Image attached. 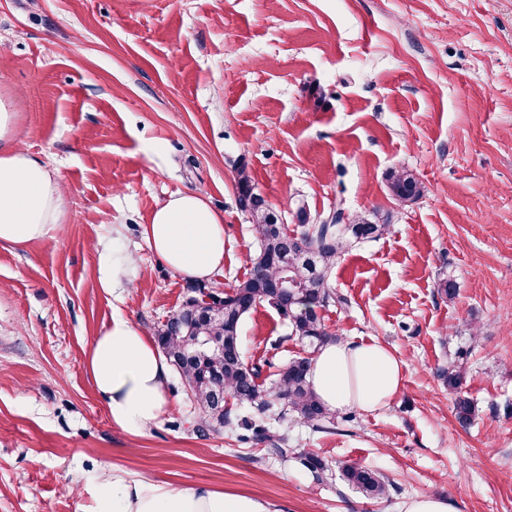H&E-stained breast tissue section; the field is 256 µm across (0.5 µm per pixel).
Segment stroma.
<instances>
[{"mask_svg":"<svg viewBox=\"0 0 512 512\" xmlns=\"http://www.w3.org/2000/svg\"><path fill=\"white\" fill-rule=\"evenodd\" d=\"M17 141L65 187L64 222L0 247V512H89L104 471L177 488L198 483L280 512H403L437 495L455 512H512V0H0V97ZM289 226L377 210L390 228L350 242L331 276L337 337L375 339L404 364L391 404L337 413L318 433L292 413L265 424L288 460L205 436L179 376L170 410L143 435L111 426L85 365L121 314L154 334L185 279L141 235L155 207L197 190L224 219V266L246 278L258 252L237 203V170ZM422 197L400 203L391 170ZM134 263L99 286V253ZM458 292L441 297L440 279ZM287 318L252 309L241 347L272 381L305 347ZM456 365L475 412L456 418L439 368ZM310 452L323 482L296 463ZM387 478L366 500L338 469ZM389 187L396 200L403 203L414 202L424 191L422 183L405 169L390 173Z\"/></svg>","mask_w":512,"mask_h":512,"instance_id":"35a3bbf8","label":"stroma"}]
</instances>
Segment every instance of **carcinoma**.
<instances>
[{"label":"carcinoma","mask_w":512,"mask_h":512,"mask_svg":"<svg viewBox=\"0 0 512 512\" xmlns=\"http://www.w3.org/2000/svg\"><path fill=\"white\" fill-rule=\"evenodd\" d=\"M389 187L396 200L403 203L417 200L424 191L422 183L405 169L390 173ZM237 189L239 207L249 210L260 241V252L249 277L230 290L218 293L224 298V313L197 320L195 335L186 336L164 324L155 333L156 342L198 405L200 417L195 431L200 435L220 433L234 425L232 409L224 405L226 395L239 407L259 414L274 408L290 411L313 431L328 432L334 424V412L314 395L308 382L313 356L333 338L318 308L346 303V299L331 288L330 278L347 238H379L389 225L363 216L345 224L340 209L321 224H309L301 210L297 215L296 235L288 237L277 230V216L266 201L254 198L251 178L243 167L237 174ZM283 257L291 261L288 277L294 283V288L290 289L292 298L286 303L272 300L266 288L268 281L283 274L280 266ZM257 302L270 305L287 317L294 337L308 347L307 354L289 361L268 387L259 382L260 368L246 361L239 339L242 319ZM439 377L448 387V393L454 395L458 421L469 422L474 406L462 394L463 374L450 365L439 371ZM252 441L264 445L266 454L288 460L285 440L267 433L263 427H253ZM301 463L318 481L324 480L331 471L328 463L314 453L302 456ZM341 476L369 500L389 498L388 481L372 468L348 464L343 466Z\"/></svg>","instance_id":"carcinoma-1"}]
</instances>
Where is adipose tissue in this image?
Here are the masks:
<instances>
[{
  "instance_id": "1",
  "label": "adipose tissue",
  "mask_w": 512,
  "mask_h": 512,
  "mask_svg": "<svg viewBox=\"0 0 512 512\" xmlns=\"http://www.w3.org/2000/svg\"><path fill=\"white\" fill-rule=\"evenodd\" d=\"M14 120L10 100L0 98V245L22 248L57 231L63 190L39 158L16 145ZM142 235L184 279H208L224 264L223 219L199 192H181L159 204ZM86 367L112 426L123 433L140 436L167 413L169 362L154 339L124 316H114L96 336ZM309 382L333 411L375 412L402 389L404 363L378 340H339L316 353ZM93 502L92 512H279L255 496L209 484L176 489L117 467Z\"/></svg>"
}]
</instances>
